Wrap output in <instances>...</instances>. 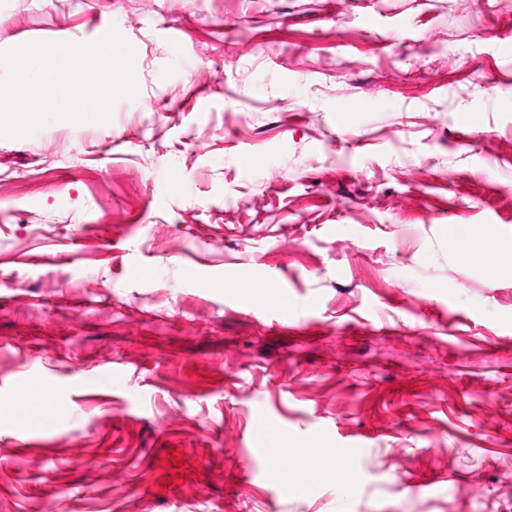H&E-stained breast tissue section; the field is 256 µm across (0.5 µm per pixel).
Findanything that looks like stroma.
I'll list each match as a JSON object with an SVG mask.
<instances>
[{
	"instance_id": "1",
	"label": "stroma",
	"mask_w": 512,
	"mask_h": 512,
	"mask_svg": "<svg viewBox=\"0 0 512 512\" xmlns=\"http://www.w3.org/2000/svg\"><path fill=\"white\" fill-rule=\"evenodd\" d=\"M106 25L136 96L0 136V512H512V0H0V52Z\"/></svg>"
}]
</instances>
